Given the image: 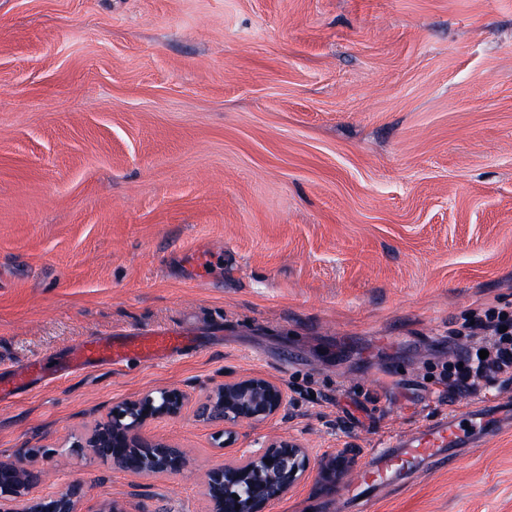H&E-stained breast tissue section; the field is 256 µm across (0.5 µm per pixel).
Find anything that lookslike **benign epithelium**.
Here are the masks:
<instances>
[{
	"mask_svg": "<svg viewBox=\"0 0 512 512\" xmlns=\"http://www.w3.org/2000/svg\"><path fill=\"white\" fill-rule=\"evenodd\" d=\"M189 402V395L178 388H160L125 401L94 423L85 447L132 474L180 473L188 464L183 450L152 436L148 425L180 414ZM287 405L288 395L277 382L242 376L224 381L196 405L194 413L202 420L224 423L222 447L229 449L237 440L238 426L266 422ZM354 462L347 448L317 456L294 438L273 436L261 448L235 454L208 471L203 488L205 512H270L273 503L314 471L327 489H336V481ZM34 476L20 458L0 461V512H79L78 487L36 498L30 495ZM234 494L238 498H232Z\"/></svg>",
	"mask_w": 512,
	"mask_h": 512,
	"instance_id": "1",
	"label": "benign epithelium"
}]
</instances>
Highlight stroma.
Here are the masks:
<instances>
[{"label":"stroma","instance_id":"1","mask_svg":"<svg viewBox=\"0 0 512 512\" xmlns=\"http://www.w3.org/2000/svg\"><path fill=\"white\" fill-rule=\"evenodd\" d=\"M480 305L512 313V0H0V374L145 327L199 342L0 404V460L35 494L203 512L223 424L156 421L188 458L157 476L94 456L86 426L252 374L289 403L237 447L366 464L457 409L448 331ZM466 400L508 412L512 376ZM274 512L358 510L313 474ZM369 512H512V428Z\"/></svg>","mask_w":512,"mask_h":512}]
</instances>
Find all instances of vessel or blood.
<instances>
[{
    "instance_id": "b4317fda",
    "label": "vessel or blood",
    "mask_w": 512,
    "mask_h": 512,
    "mask_svg": "<svg viewBox=\"0 0 512 512\" xmlns=\"http://www.w3.org/2000/svg\"><path fill=\"white\" fill-rule=\"evenodd\" d=\"M190 331L179 327L139 330L128 336H92L65 357L62 372L73 373L90 367L123 364L130 357L151 361L192 347ZM48 372L41 359L34 358L14 370L9 380L0 381V401L18 396L28 386L41 383ZM495 428L493 415L480 408H465L412 438L396 440L389 447L371 449L367 468L348 482L350 497L357 507L368 503L365 491L394 484L399 474L433 463H455L465 449L479 446Z\"/></svg>"
}]
</instances>
